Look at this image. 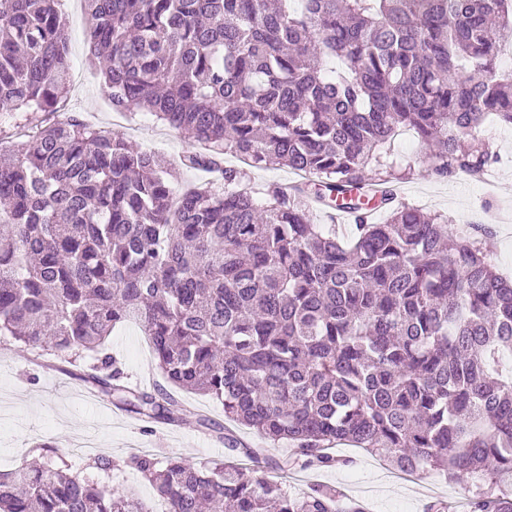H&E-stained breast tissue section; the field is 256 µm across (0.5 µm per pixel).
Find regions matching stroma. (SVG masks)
Instances as JSON below:
<instances>
[{
  "label": "stroma",
  "mask_w": 512,
  "mask_h": 512,
  "mask_svg": "<svg viewBox=\"0 0 512 512\" xmlns=\"http://www.w3.org/2000/svg\"><path fill=\"white\" fill-rule=\"evenodd\" d=\"M61 9L69 35L71 74L62 111L79 113L94 127L122 132L135 147L161 154L171 163L172 179L180 186L198 187L211 181V174L180 164L184 155L199 151L198 143L149 113L112 110L102 78L88 61V15L83 0H62ZM486 137L501 155L494 173L498 186L494 189L468 179L432 176L427 149L409 130L394 141L391 157L411 169L409 178L400 184L402 204L448 216L457 226L465 220L489 225L492 233L484 239L483 250L500 274L512 278V127L490 126ZM108 347L130 386L150 390L162 384L151 344L137 324L129 322L115 328ZM36 359V353L16 348L10 337H0L1 471L46 461L53 449L64 456L73 474L123 493H134L152 502L155 512H164L166 505L158 500L150 482L125 467L128 456L143 448L161 461L179 457L199 465L241 457L230 443L204 433L197 425V413L222 421L243 443L264 448V455L254 466L256 473L268 471L273 460L296 453L290 443L267 442L255 430L225 419L222 405L209 397L182 393L188 410L177 424L146 422L111 401L90 397L89 384L71 375L69 364H58L55 371L48 372L37 365ZM87 436L98 444L95 455H75L72 442ZM334 452L341 458V465L293 469L284 480L285 489L299 494L316 483L330 484L346 498L361 502L366 512H428V505L434 501L455 503L467 497L468 483L445 475L407 480L363 449L342 444L335 446ZM97 456L112 459V469L95 468L93 459Z\"/></svg>",
  "instance_id": "35a3bbf8"
}]
</instances>
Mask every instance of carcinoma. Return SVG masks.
Listing matches in <instances>:
<instances>
[{"instance_id":"cac0c4a2","label":"carcinoma","mask_w":512,"mask_h":512,"mask_svg":"<svg viewBox=\"0 0 512 512\" xmlns=\"http://www.w3.org/2000/svg\"><path fill=\"white\" fill-rule=\"evenodd\" d=\"M59 2L0 0V112L26 120L0 146V335L92 359L84 381L175 423L181 402L128 388L106 352L133 322L167 383L305 464L335 465L346 442L408 475L476 476L470 512H512V279L486 259V228L405 205L374 224L385 202L364 193L406 178L383 160L404 129L438 177L498 163L483 132L512 126V0H84L112 107L204 145L182 164L222 177L190 189L124 134L60 111ZM226 153L309 179L260 203ZM304 196L350 210L353 235L314 223ZM125 465L169 512H365L332 486L284 490L286 460L261 475ZM0 512L153 510L47 462L0 472Z\"/></svg>"}]
</instances>
